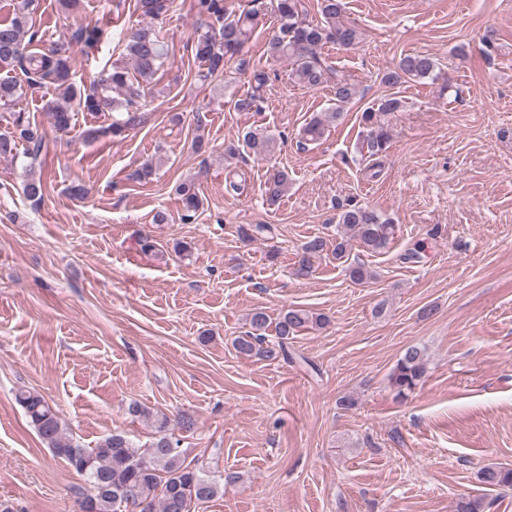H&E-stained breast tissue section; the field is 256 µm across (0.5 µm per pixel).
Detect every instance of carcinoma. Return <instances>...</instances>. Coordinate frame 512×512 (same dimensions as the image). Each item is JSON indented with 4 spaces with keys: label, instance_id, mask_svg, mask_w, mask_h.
Wrapping results in <instances>:
<instances>
[{
    "label": "carcinoma",
    "instance_id": "1",
    "mask_svg": "<svg viewBox=\"0 0 512 512\" xmlns=\"http://www.w3.org/2000/svg\"><path fill=\"white\" fill-rule=\"evenodd\" d=\"M35 0H16L14 17L0 23V111L9 114L8 130L0 133V158H14L18 146H23L27 159L23 193L33 204L44 200L45 186L35 169L42 164L49 140L44 129L32 121L29 113L15 110L18 102L51 85L58 98L46 106L52 127L58 132L71 129L75 113L97 114L112 111L118 116L107 126L90 127L83 131V140L93 143L104 137L117 138L125 132L145 124L149 118L146 93L156 85L157 75L167 58L165 37L154 25H143L123 39V57L112 63L106 83L117 96L110 97L92 91L75 82V47L94 46L103 37V30L88 23L62 35L43 52L29 49L36 37L29 25ZM172 0H138L142 15L158 20L167 15ZM193 9L199 16L213 18L219 27H211L197 34L194 58L204 66L198 72L199 80L224 72L234 63L237 70L248 76L251 91L234 102L239 112H256L263 99L261 91L270 79L262 69H249L243 58L245 44L264 16L265 3L249 0H193ZM270 10L279 22L278 31L269 39L267 54L275 61L290 65L293 83L310 90L323 86L331 88L333 103L328 111L310 118L301 131L299 146L306 148L321 140L326 122L336 118L358 95V87L351 75L339 69L321 55L328 44L350 47L362 39L359 27L344 19L343 0H321V20L314 23L303 18L302 0H270ZM437 62L426 53L401 56L398 62L384 71L381 82L388 86L435 76ZM402 106L401 99L388 96L378 108L366 109L361 119L367 134L362 146L374 156L387 149L389 134L381 124L380 114L395 112ZM274 138L262 128L250 129L235 142L224 147V159H234L240 147L248 148L255 156H264L274 149ZM292 178L288 169L275 170L265 181L264 196L270 206L279 204ZM182 205V221L194 219L203 200L194 182L177 186ZM340 232L336 234L333 255L340 261L346 257L350 240L356 239L368 252L385 250L396 234V225L377 211L363 205L347 204L337 215ZM269 224H242L240 237L252 241L267 237ZM326 242L316 236L305 243L299 259V271L308 273L312 259L321 256ZM346 272L356 285L368 283L372 271L364 264H349ZM327 322L324 315L289 306L275 321L262 308L254 309L248 317L245 335L234 340L236 351L247 357L263 360H288V340L299 332L319 329ZM274 327L276 341L267 340L266 331ZM427 374V355L423 347H406L394 365L390 384L399 398H405L424 381ZM29 423L51 452L63 459L89 484V491L80 501L81 512H136L145 503L150 512H191L194 505L207 503L224 492V486L240 481L234 471L215 474L196 460H187L179 450L178 442L168 433L169 418L152 415L150 410L135 403L129 413L137 418H154L155 437L145 448L135 445L127 436L113 432L102 438L95 447L84 448L76 443L62 423L57 410L37 391L21 389L15 394ZM480 481L490 489H512V467L488 466L481 471ZM485 497L463 495L456 501L455 512H485Z\"/></svg>",
    "mask_w": 512,
    "mask_h": 512
}]
</instances>
